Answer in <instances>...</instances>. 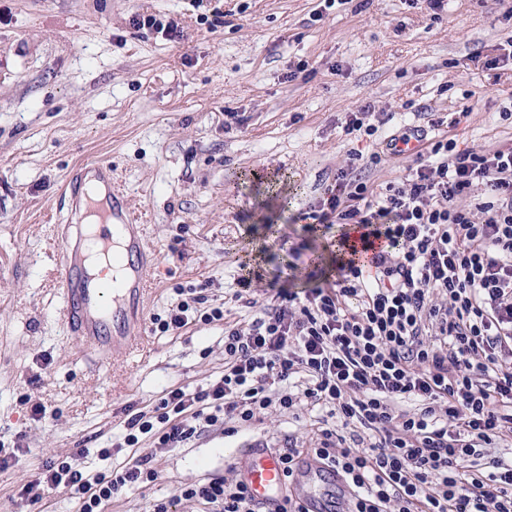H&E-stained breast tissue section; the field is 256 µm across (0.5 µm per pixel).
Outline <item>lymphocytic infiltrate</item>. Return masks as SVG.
<instances>
[{"instance_id":"obj_1","label":"lymphocytic infiltrate","mask_w":512,"mask_h":512,"mask_svg":"<svg viewBox=\"0 0 512 512\" xmlns=\"http://www.w3.org/2000/svg\"><path fill=\"white\" fill-rule=\"evenodd\" d=\"M363 160L382 156L352 153L311 218L338 226L342 243L358 230L368 261L337 257L333 282L302 298L277 288L275 306L225 323L223 375L131 415L123 445L150 433L175 448L301 404L332 420L311 454L351 486L350 512H512V458L493 451L512 437V147L459 151L438 137L379 192L351 177ZM477 186L484 201L460 207ZM156 477L147 453L92 478L52 462L22 492L77 494L81 512H99ZM179 495L205 512L257 508L237 479Z\"/></svg>"}]
</instances>
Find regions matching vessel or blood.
Returning a JSON list of instances; mask_svg holds the SVG:
<instances>
[{"label":"vessel or blood","mask_w":512,"mask_h":512,"mask_svg":"<svg viewBox=\"0 0 512 512\" xmlns=\"http://www.w3.org/2000/svg\"><path fill=\"white\" fill-rule=\"evenodd\" d=\"M57 207L66 213L55 237L62 320L102 366L130 352L143 335V297L151 269L143 229L114 181L111 163L102 159L86 160L71 173ZM98 259L119 267L117 287H102L94 270ZM235 461L264 512H277L282 486L278 457L262 448H243ZM296 491L304 512H346L349 505L350 490L342 477L310 457L299 463Z\"/></svg>","instance_id":"obj_1"}]
</instances>
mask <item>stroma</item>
Instances as JSON below:
<instances>
[{
	"label": "stroma",
	"instance_id": "1",
	"mask_svg": "<svg viewBox=\"0 0 512 512\" xmlns=\"http://www.w3.org/2000/svg\"><path fill=\"white\" fill-rule=\"evenodd\" d=\"M138 14L180 37L134 27ZM511 40L512 0L435 11L424 0H0V442L20 446L0 471V512H80L77 495L33 501L21 489L73 454L90 477L123 463L127 452L100 451L131 414L223 375L225 323L275 304L273 282L302 295L309 272H328L336 231L312 230L306 215L351 152L370 156L414 126L460 151L512 145V66H484ZM367 104L376 135H344ZM435 116L448 127L431 128ZM95 157L111 162L159 258L147 316H166L180 287L225 316L147 329L136 352L100 369L60 318L54 274L56 200ZM324 418L269 408L181 448L143 438L157 480L102 512L162 501L201 512L177 499L181 487L236 477L238 448L316 447Z\"/></svg>",
	"mask_w": 512,
	"mask_h": 512
}]
</instances>
